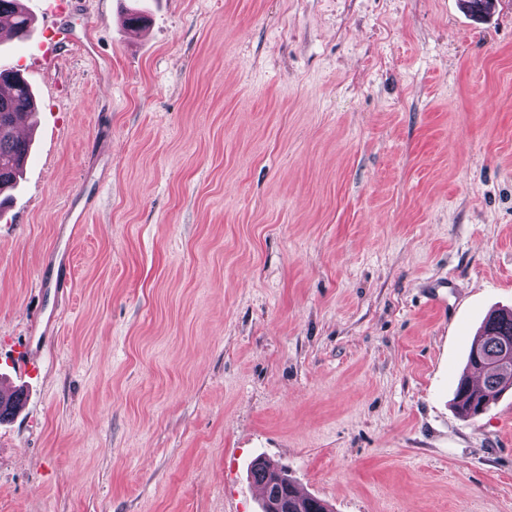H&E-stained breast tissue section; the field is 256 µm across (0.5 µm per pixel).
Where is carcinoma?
Instances as JSON below:
<instances>
[{"label": "carcinoma", "mask_w": 512, "mask_h": 512, "mask_svg": "<svg viewBox=\"0 0 512 512\" xmlns=\"http://www.w3.org/2000/svg\"><path fill=\"white\" fill-rule=\"evenodd\" d=\"M13 18L12 36L20 41L31 33V19L18 10L16 0H0V16ZM35 96L32 89L16 73L0 71V192L14 187L15 173L30 151V142L12 134L14 120L19 115H34ZM473 343L481 351L469 349L467 367L483 378V388L470 385V377H463L456 389L455 401L467 416L484 413L499 399L506 385L499 361L512 355V311L494 312L485 320ZM250 477L263 486L262 512L275 504L279 512H329L325 503L311 495H302L288 477L287 471L263 458L253 460Z\"/></svg>", "instance_id": "cac0c4a2"}]
</instances>
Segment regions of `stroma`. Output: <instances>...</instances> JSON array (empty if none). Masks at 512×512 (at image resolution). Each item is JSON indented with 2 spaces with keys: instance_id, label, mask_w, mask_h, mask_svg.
I'll use <instances>...</instances> for the list:
<instances>
[{
  "instance_id": "35a3bbf8",
  "label": "stroma",
  "mask_w": 512,
  "mask_h": 512,
  "mask_svg": "<svg viewBox=\"0 0 512 512\" xmlns=\"http://www.w3.org/2000/svg\"><path fill=\"white\" fill-rule=\"evenodd\" d=\"M20 2L0 374L61 325L0 421V512H261L259 457L332 512H512V390L454 406L512 309V0Z\"/></svg>"
}]
</instances>
